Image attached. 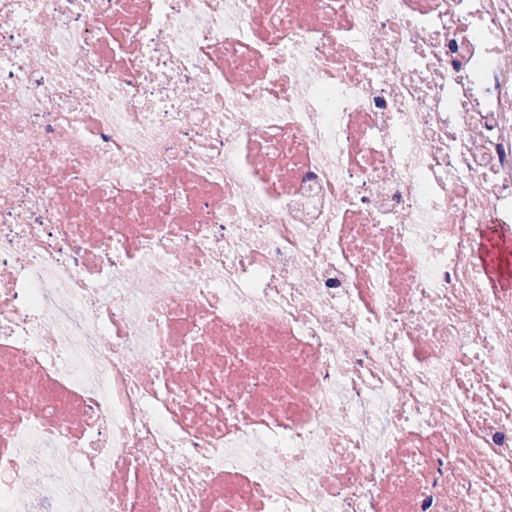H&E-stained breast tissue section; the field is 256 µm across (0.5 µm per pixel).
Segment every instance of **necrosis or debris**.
Returning a JSON list of instances; mask_svg holds the SVG:
<instances>
[{
  "label": "necrosis or debris",
  "instance_id": "obj_1",
  "mask_svg": "<svg viewBox=\"0 0 512 512\" xmlns=\"http://www.w3.org/2000/svg\"><path fill=\"white\" fill-rule=\"evenodd\" d=\"M491 235L512 0H0V512H512Z\"/></svg>",
  "mask_w": 512,
  "mask_h": 512
}]
</instances>
